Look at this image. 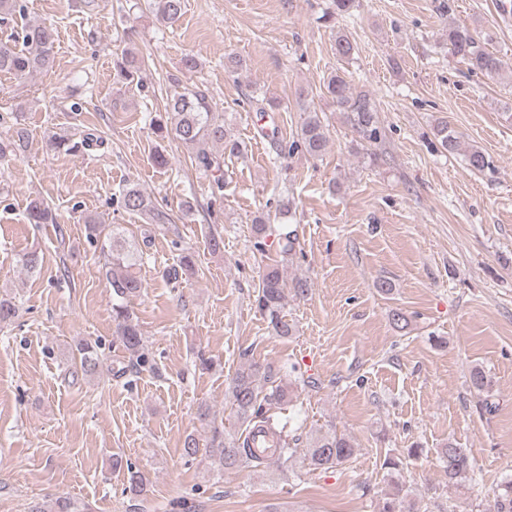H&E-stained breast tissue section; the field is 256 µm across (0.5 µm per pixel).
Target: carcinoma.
Here are the masks:
<instances>
[{
    "label": "carcinoma",
    "instance_id": "carcinoma-1",
    "mask_svg": "<svg viewBox=\"0 0 512 512\" xmlns=\"http://www.w3.org/2000/svg\"><path fill=\"white\" fill-rule=\"evenodd\" d=\"M149 8L168 24H175L183 15L184 0H153ZM24 7L18 0H0V28L10 30L6 41L0 40V74L25 79L50 65L57 28L46 23L16 22V15L23 13ZM448 51L466 62L471 68L495 74L500 72L506 61L499 54L481 47L473 33L466 27L450 26L447 33ZM141 59L135 53L126 51L114 61L115 79L119 83L130 84L140 80ZM327 97L336 110L345 114L346 120L357 134L359 144L367 150L378 143V109L370 95L355 88L345 73L333 71L323 81ZM301 123L296 135L290 140L277 143L278 156L286 158L302 152L312 158L321 157L329 144L328 131L317 108L305 99H299ZM160 132L166 133L182 146L192 151V162L196 168L211 177L210 190L214 200L224 197V158L239 157L245 146L226 127L223 115L217 112L216 105L204 90H187L171 97L167 111L151 119ZM433 134L441 148L449 153L459 149L457 134L448 126V121L438 119L433 125ZM25 139L23 129H14L8 141H0V160L17 155ZM103 144L95 132L84 133L80 143L59 136L54 139L55 147L73 152L78 148L90 150ZM466 168L472 173H480L489 166L484 152L471 149L463 154ZM121 207L130 213H146L157 224L170 221L168 215L159 210L140 190L129 187L121 197ZM27 221L30 224H54L56 216L43 201L34 199L27 207ZM255 233L254 247L266 252L268 237V217L260 214L252 220ZM297 234L289 230L280 234L279 245L281 262L265 268L258 284L254 305L265 318L270 335L286 338L293 335L294 326L286 318L285 308L288 292L304 298L309 294V283L296 278L286 283L283 264L292 261L296 254ZM102 249L106 250V263L102 273L112 288V318L114 335L125 353L127 366L140 369L149 365L147 346L134 313L128 306L131 300L140 296L142 282L128 274L126 268L140 258L136 244L129 242L119 227L112 226V233L106 236ZM19 313L17 304L0 298V324L13 322ZM85 377L99 376L103 356L98 342L78 337L71 346ZM469 383L473 391L480 395L489 392L491 379L481 369L470 372ZM228 393L235 406L242 428L239 436L224 437V431L213 429L210 442L200 448L199 440L188 435L183 442V454L194 459L202 456L219 464L223 470H256L267 463L288 462L297 449L290 447L285 425L274 416L271 409L275 405H288L293 399V382L285 379L269 366L245 363L232 379ZM355 452L352 440L335 431H325L310 438L305 460L313 470H328L348 461ZM440 460L448 473V481L458 482L474 475V458L469 448H459L453 443L439 450ZM403 462L399 458L388 457L384 466L395 481L393 490L383 499L379 512H423L419 502L409 498L402 484L397 481ZM73 502L67 497H58L50 502L37 503L30 512H74ZM493 512H512V479L504 481L498 489Z\"/></svg>",
    "mask_w": 512,
    "mask_h": 512
}]
</instances>
